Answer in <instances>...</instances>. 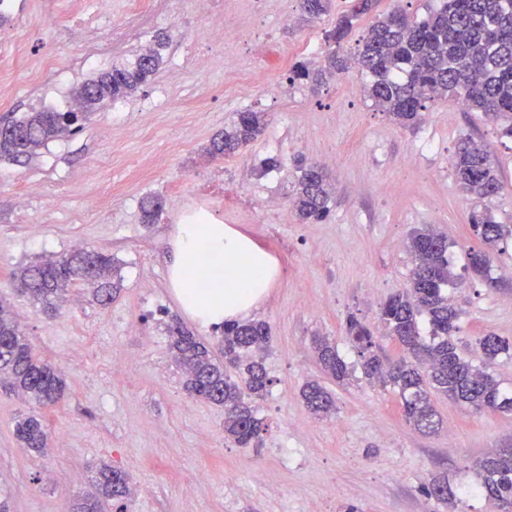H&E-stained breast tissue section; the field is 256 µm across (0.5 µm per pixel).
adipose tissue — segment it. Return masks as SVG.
Here are the masks:
<instances>
[{"label": "adipose tissue", "mask_w": 512, "mask_h": 512, "mask_svg": "<svg viewBox=\"0 0 512 512\" xmlns=\"http://www.w3.org/2000/svg\"><path fill=\"white\" fill-rule=\"evenodd\" d=\"M169 246V285L203 328L244 318L279 271L271 253L209 212L194 220L178 217Z\"/></svg>", "instance_id": "obj_1"}]
</instances>
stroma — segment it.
<instances>
[{
    "label": "stroma",
    "instance_id": "35a3bbf8",
    "mask_svg": "<svg viewBox=\"0 0 512 512\" xmlns=\"http://www.w3.org/2000/svg\"><path fill=\"white\" fill-rule=\"evenodd\" d=\"M54 0H38L25 36L46 55L80 57ZM438 0H375L359 18L345 48L373 17L400 9L423 17ZM242 37L218 50L201 33L209 20L191 0H174L170 15L148 33L171 40L155 77L134 95L104 104L78 134L54 140L31 159H0V299L16 315L36 357L61 369L68 390L45 410L46 455L22 448L18 417L29 404L0 390V503L9 512H58L74 507L98 463L126 471L139 495L129 512H448L426 496L433 476L475 481V460L512 447V414H472L446 398L435 400L439 430L425 435L407 424L398 395L358 377L328 382L334 420L314 419L300 395L321 377L314 337L335 342L351 363L358 357L345 334L349 316L373 321L378 305L403 288L412 266L410 235L430 225L443 232L455 267L481 243L469 217L479 210L512 225V140L464 111L454 98L429 103L420 120L400 126L378 111L363 91L358 69L321 87L291 83L274 65L276 51L291 63L323 61L325 33L349 0H334L332 14L314 21L298 15V0H223ZM293 23L281 25L282 11ZM130 47L108 61H89L55 80L31 85V62L9 46L0 59L13 64L12 91L0 96V121L43 109H64L82 83L111 66L132 61ZM250 68L253 84L237 71ZM180 70L179 88L167 82ZM276 81L280 98L261 96L259 84ZM264 113L263 135L232 157L209 160L205 149L235 114ZM480 141L496 162L500 188L482 201L455 181L451 156L460 136ZM331 158L334 183L328 218L302 223L290 198L299 167ZM414 165H406V157ZM42 193L27 203L25 185ZM161 199L155 223H142L141 202ZM281 200L278 213L265 208ZM207 207L251 237L278 261L280 274L255 320L270 328L265 367L271 380L257 402L263 422L258 445L240 448L224 437V411L190 396L167 348L165 325L183 311L168 285L169 240L179 215ZM112 255L124 286L112 304L77 300L43 312L13 288L12 274L41 256L75 246ZM461 310L467 352L487 333L512 340V280L490 288L479 279L449 288Z\"/></svg>",
    "mask_w": 512,
    "mask_h": 512
}]
</instances>
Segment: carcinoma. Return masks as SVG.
I'll list each match as a JSON object with an SVG mask.
<instances>
[{"mask_svg": "<svg viewBox=\"0 0 512 512\" xmlns=\"http://www.w3.org/2000/svg\"><path fill=\"white\" fill-rule=\"evenodd\" d=\"M332 0H299L301 12L310 18L328 13ZM373 0H351L325 32L328 53L325 65L312 69L303 62L289 71V81L320 86L333 73L355 64L369 77L364 92L392 120L413 123L426 102L455 96L466 109L495 126L503 138L512 139V0H441L420 20L403 11L375 18L364 30L358 52L349 56L343 45L354 21L369 13ZM164 39L126 65L114 66L81 84L73 104L65 110L28 112L9 120L11 135L0 137V157L17 160L31 156L48 142L80 132L90 114L102 104L127 98L156 73ZM260 112H238L230 127L211 141L213 158L236 155L264 132ZM460 186L484 199L499 190V171L483 145L470 136L459 139L451 158ZM331 184L316 165L303 168L292 200L300 219L320 222L330 213ZM161 201L148 197L141 204L145 224L155 222ZM470 226L483 248L467 254L464 270L494 288L490 254L512 239V225L500 224L488 213H472ZM408 249L413 267L409 286L380 304L377 320L398 343L402 356L396 360L377 353L370 324L351 316L346 336L360 358L362 375L370 382L398 393L406 421L423 434L435 433L441 424L432 395L468 404L476 413L485 410L512 413V393L505 391L492 367L502 354L512 352L509 341L486 334L477 341L482 357L473 361L452 339L460 331V311L448 297L455 272L448 239L432 226L417 230ZM15 287L45 309H54L81 283L91 301L108 306L120 293V267L110 255L87 249L42 257L13 274ZM169 350L184 368V389L189 394L224 408V438L241 448L256 441L263 422L255 400L264 398L271 384L264 355L269 326L251 320L224 325L220 354H215L194 333L178 323L166 325ZM326 375L338 383L350 380L354 368L340 355L336 344L318 338L313 345ZM0 384L35 405L19 418L15 432L23 447L42 453L49 435L40 410L61 400L66 389L62 371L36 358L28 337L12 312L0 303ZM307 407L323 419L336 410L332 393L317 380L302 389ZM474 485L450 484L448 476L434 477L425 494L456 512L468 497L497 502L500 512H512V448H497L473 464ZM131 489L128 475L101 463L76 512H128Z\"/></svg>", "mask_w": 512, "mask_h": 512, "instance_id": "1", "label": "carcinoma"}]
</instances>
